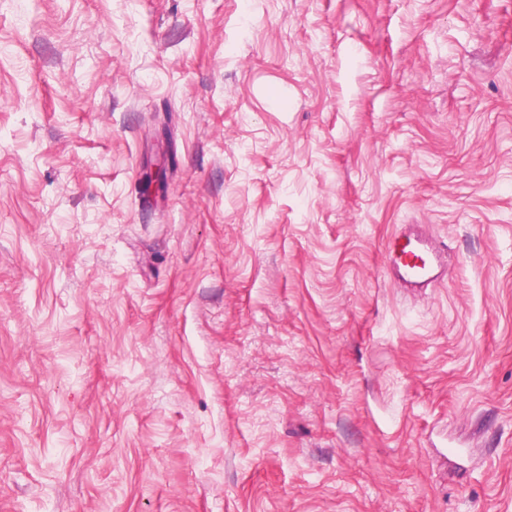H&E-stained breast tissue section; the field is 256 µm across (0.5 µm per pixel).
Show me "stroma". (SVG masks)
Wrapping results in <instances>:
<instances>
[{"instance_id": "35a3bbf8", "label": "stroma", "mask_w": 512, "mask_h": 512, "mask_svg": "<svg viewBox=\"0 0 512 512\" xmlns=\"http://www.w3.org/2000/svg\"><path fill=\"white\" fill-rule=\"evenodd\" d=\"M0 512H512V0H0ZM389 253L399 277L405 283L428 285L432 281L427 261L416 252L410 237L394 238L389 245Z\"/></svg>"}]
</instances>
